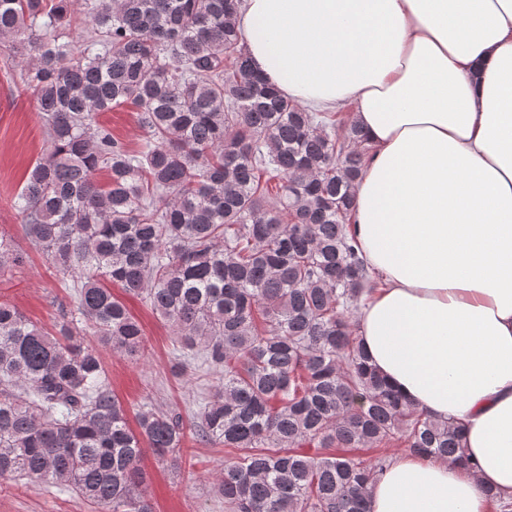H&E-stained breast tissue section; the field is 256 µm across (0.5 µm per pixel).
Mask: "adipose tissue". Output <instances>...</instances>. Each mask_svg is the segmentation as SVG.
I'll list each match as a JSON object with an SVG mask.
<instances>
[{"label":"adipose tissue","mask_w":512,"mask_h":512,"mask_svg":"<svg viewBox=\"0 0 512 512\" xmlns=\"http://www.w3.org/2000/svg\"><path fill=\"white\" fill-rule=\"evenodd\" d=\"M237 25L283 97L352 107L369 149L352 229L382 279L356 337L463 427L470 469L398 454L370 512L512 501V0H243Z\"/></svg>","instance_id":"1"}]
</instances>
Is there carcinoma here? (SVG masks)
Returning <instances> with one entry per match:
<instances>
[{"instance_id":"cac0c4a2","label":"carcinoma","mask_w":512,"mask_h":512,"mask_svg":"<svg viewBox=\"0 0 512 512\" xmlns=\"http://www.w3.org/2000/svg\"><path fill=\"white\" fill-rule=\"evenodd\" d=\"M241 0H86L84 48L61 43L69 0H0V40L20 59L52 148L12 201L31 242L73 278L90 335L131 358L143 329L100 283L145 298L185 358L223 378L195 427L229 449L225 512H366L402 441L466 462L461 435L393 393L354 335L370 280L351 232L364 173L359 129L278 94L251 67ZM131 105L130 150L94 115ZM108 172L107 187L94 181ZM0 302V478L65 486L106 512H153L142 442L179 466L180 417L138 431L99 351Z\"/></svg>"}]
</instances>
